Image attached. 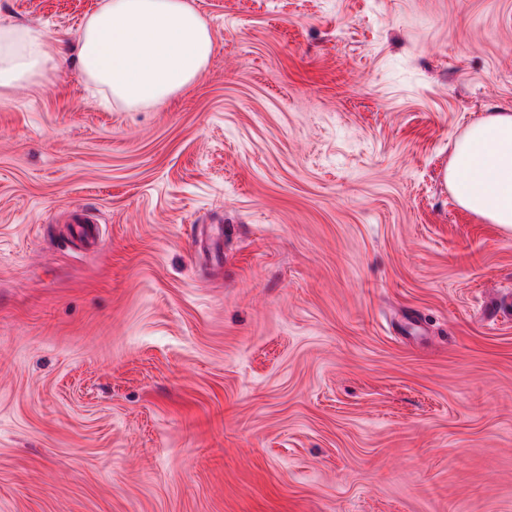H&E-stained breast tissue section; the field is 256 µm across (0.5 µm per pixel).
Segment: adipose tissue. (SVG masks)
Segmentation results:
<instances>
[{
    "mask_svg": "<svg viewBox=\"0 0 512 512\" xmlns=\"http://www.w3.org/2000/svg\"><path fill=\"white\" fill-rule=\"evenodd\" d=\"M213 34L188 0H104L77 39L93 85L130 106L162 101L206 68ZM56 62L51 36L0 25V89L42 77ZM447 182L458 205L512 230V113L494 112L457 139Z\"/></svg>",
    "mask_w": 512,
    "mask_h": 512,
    "instance_id": "ef3b65f1",
    "label": "adipose tissue"
}]
</instances>
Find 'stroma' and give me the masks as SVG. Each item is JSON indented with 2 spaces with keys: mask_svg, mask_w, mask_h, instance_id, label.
I'll use <instances>...</instances> for the list:
<instances>
[{
  "mask_svg": "<svg viewBox=\"0 0 512 512\" xmlns=\"http://www.w3.org/2000/svg\"><path fill=\"white\" fill-rule=\"evenodd\" d=\"M101 2L0 0L61 48L0 89V512H512V232L441 179L512 0H192L143 106ZM213 34L187 0H105L77 39L93 85L129 106L162 101L206 68Z\"/></svg>",
  "mask_w": 512,
  "mask_h": 512,
  "instance_id": "1",
  "label": "stroma"
}]
</instances>
